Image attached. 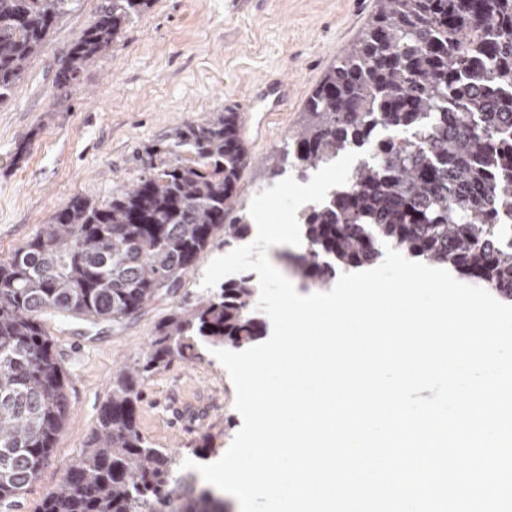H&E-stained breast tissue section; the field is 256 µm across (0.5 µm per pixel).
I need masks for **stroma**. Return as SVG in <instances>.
<instances>
[{"instance_id": "stroma-1", "label": "stroma", "mask_w": 512, "mask_h": 512, "mask_svg": "<svg viewBox=\"0 0 512 512\" xmlns=\"http://www.w3.org/2000/svg\"><path fill=\"white\" fill-rule=\"evenodd\" d=\"M104 3L76 0L0 104V258L39 234L70 197L101 202L129 184L143 167L145 146L161 134L205 122L228 104L269 114L262 135L244 137L251 162L238 204L249 208L256 193L274 185L272 170L287 168L288 141L312 90L378 9L377 0H152L78 81L57 86L62 56ZM281 76L292 92L274 109L259 99L257 85ZM226 252L216 241L176 292L155 298L121 330L108 321L48 319L70 414L49 465L18 498L20 512H36L64 465L83 453L113 373L133 363L159 319L201 295L208 264ZM234 399L213 353L176 360L145 381L138 428L177 461L199 451L210 463L242 426Z\"/></svg>"}]
</instances>
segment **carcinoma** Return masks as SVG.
I'll list each match as a JSON object with an SVG mask.
<instances>
[{"instance_id": "cac0c4a2", "label": "carcinoma", "mask_w": 512, "mask_h": 512, "mask_svg": "<svg viewBox=\"0 0 512 512\" xmlns=\"http://www.w3.org/2000/svg\"><path fill=\"white\" fill-rule=\"evenodd\" d=\"M150 0H106L75 41L57 85L78 80ZM74 0H0V103L41 53ZM287 156L316 169L368 148L336 194L303 215L294 274L331 288L337 272L375 264L377 244L449 264L512 297V0H379L358 42L308 97ZM131 184L95 203L73 196L53 223L0 260V507L48 464L69 415L65 375L47 316L119 327L175 291L216 236L244 240L234 211L249 165L241 115L223 108L145 148ZM258 282L241 272L154 326L133 364L113 376L86 451L37 512H227L224 497L177 474L172 453L140 433L135 407L152 374L212 346L260 336Z\"/></svg>"}]
</instances>
